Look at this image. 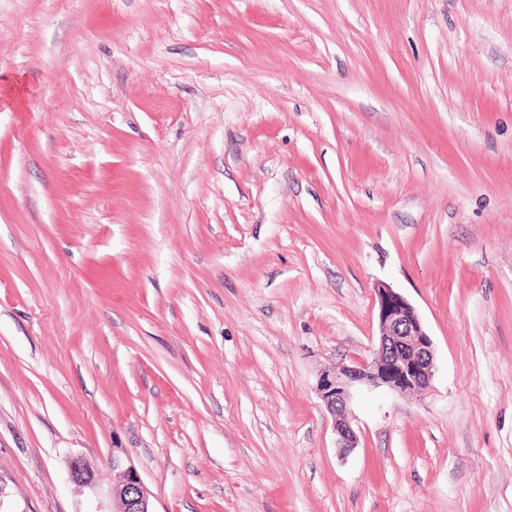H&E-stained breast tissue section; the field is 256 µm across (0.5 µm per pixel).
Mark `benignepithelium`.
<instances>
[{
    "mask_svg": "<svg viewBox=\"0 0 512 512\" xmlns=\"http://www.w3.org/2000/svg\"><path fill=\"white\" fill-rule=\"evenodd\" d=\"M377 304L378 342L374 358L355 360L321 374L317 391L335 418L341 447L353 448L354 430L346 416L352 389L358 384L385 387L402 396L419 398L429 389L434 376V347L415 307L385 282L374 286ZM112 499L116 512H153L149 493L134 466L112 461ZM69 478L77 486L95 490L93 468L83 459L70 462Z\"/></svg>",
    "mask_w": 512,
    "mask_h": 512,
    "instance_id": "obj_1",
    "label": "benign epithelium"
}]
</instances>
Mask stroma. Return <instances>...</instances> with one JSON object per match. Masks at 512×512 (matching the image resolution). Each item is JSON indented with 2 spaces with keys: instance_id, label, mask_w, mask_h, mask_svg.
<instances>
[{
  "instance_id": "35a3bbf8",
  "label": "stroma",
  "mask_w": 512,
  "mask_h": 512,
  "mask_svg": "<svg viewBox=\"0 0 512 512\" xmlns=\"http://www.w3.org/2000/svg\"><path fill=\"white\" fill-rule=\"evenodd\" d=\"M5 79L0 512H512V0H0ZM378 342L370 363L354 360L321 374L317 391L335 418L341 447H355L346 416L352 389L358 384L386 387L402 396L421 398L434 376V347L415 307L385 282L374 286ZM69 478L81 488L95 490L96 483L93 468L83 459L77 458L70 462ZM112 472V499L119 505L114 512H153L149 493L134 466L124 467L119 461L113 460Z\"/></svg>"
}]
</instances>
